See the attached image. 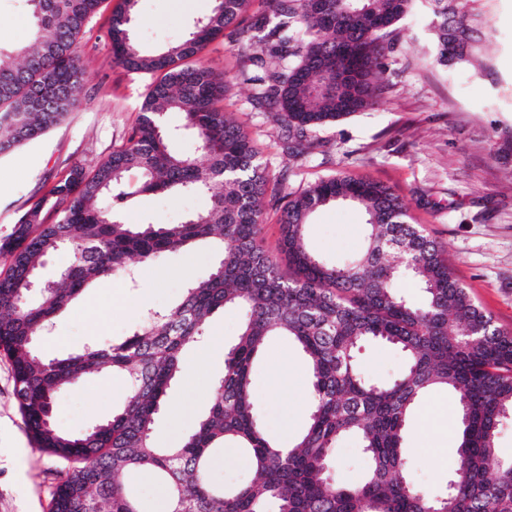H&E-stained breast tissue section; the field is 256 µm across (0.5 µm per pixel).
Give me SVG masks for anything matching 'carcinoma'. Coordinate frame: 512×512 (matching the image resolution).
<instances>
[{
	"label": "carcinoma",
	"mask_w": 512,
	"mask_h": 512,
	"mask_svg": "<svg viewBox=\"0 0 512 512\" xmlns=\"http://www.w3.org/2000/svg\"><path fill=\"white\" fill-rule=\"evenodd\" d=\"M30 37L0 48V155L42 137L77 103L83 83L75 43L101 0H25ZM211 13L184 40L157 54L134 42L138 0H123L109 38L129 70L158 73L126 142L88 170L72 167L37 206L0 238V353L11 363L23 424L42 451L76 466L61 473L51 512H138L116 476L157 472L171 512H512V458L498 447L512 420V334L501 330L455 276L445 247L387 186L341 174L281 194L256 144L224 111L237 84L286 129L284 148L298 161L320 146L312 133L354 112L375 108L385 83L380 59L397 23L415 0H267L271 15L245 18L252 0H213ZM434 17L436 61H469L474 42L464 13L448 0H425ZM228 33L255 48L259 70L233 77L198 58ZM183 114L180 132L196 139L205 162L175 151L168 112ZM136 171L132 185L127 174ZM197 192L210 205L182 224H130L122 206L146 192ZM353 202L366 216L361 250L330 264L306 245L313 213ZM281 211L280 251L288 269L264 249L265 207ZM200 242L220 251L209 273L193 281L171 310L155 312L120 341L61 359H46L36 336L94 281L124 274L135 259L149 263ZM71 263L47 290L34 292L43 258L63 249ZM404 280L424 293L419 305L400 293ZM243 312L237 343L224 358L209 412L178 448H160L152 426L211 316ZM272 336H286L306 355L312 378L307 427L284 448L262 428L251 369ZM372 339L405 355L390 383L370 381L357 352ZM103 369L123 378L129 396L112 419L80 434L53 422L66 386ZM447 390L459 411L460 440L443 494L417 487L406 474L402 441L422 398ZM345 436L361 442V482L331 478L329 464ZM232 445L251 460L253 476L231 489L209 479L211 456Z\"/></svg>",
	"instance_id": "1"
}]
</instances>
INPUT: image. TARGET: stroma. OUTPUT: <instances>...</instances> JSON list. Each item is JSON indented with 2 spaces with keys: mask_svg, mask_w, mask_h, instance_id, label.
Here are the masks:
<instances>
[{
  "mask_svg": "<svg viewBox=\"0 0 512 512\" xmlns=\"http://www.w3.org/2000/svg\"><path fill=\"white\" fill-rule=\"evenodd\" d=\"M121 0H103L76 43L86 71L77 105L41 138L0 156V237L71 167L107 158L136 123L155 74L118 64L108 36ZM474 15L475 58L446 68L430 57V18L425 10L401 21L382 63L388 83L379 105L355 112L314 132L321 147L298 163L283 153L279 125L252 108L246 86L226 100L225 111L252 135L272 174L287 173L289 190L340 173L382 183L404 198L416 223L447 250L459 280L497 325L512 332V0H455ZM213 0H139L133 35L142 51L157 53L185 37L193 22L210 14ZM22 0H0V47L22 41L29 30ZM204 193L137 195L125 204L132 224H178L204 211ZM365 216L349 202L321 207L306 229L309 248L340 264L358 252ZM218 255L206 245L139 264L133 276L97 281L57 318L43 339L46 357L132 334L151 311L173 308L191 281L205 277ZM241 314L215 313L198 345L183 356L184 369L153 426L157 446L181 445L211 404V383L222 373L227 347L237 340ZM359 360L368 378L394 380L404 367L393 347L365 343ZM200 363L203 377L190 374ZM253 388L266 434L293 445L310 414L311 377L301 350L285 336L271 337L256 358ZM127 384L111 372L84 377L61 390L54 423L79 433L122 407ZM458 441L453 398L436 389L406 424L404 452L418 486L440 491L453 466L445 449ZM60 459L36 447L14 397L11 366L0 355V512H51Z\"/></svg>",
  "mask_w": 512,
  "mask_h": 512,
  "instance_id": "35a3bbf8",
  "label": "stroma"
}]
</instances>
